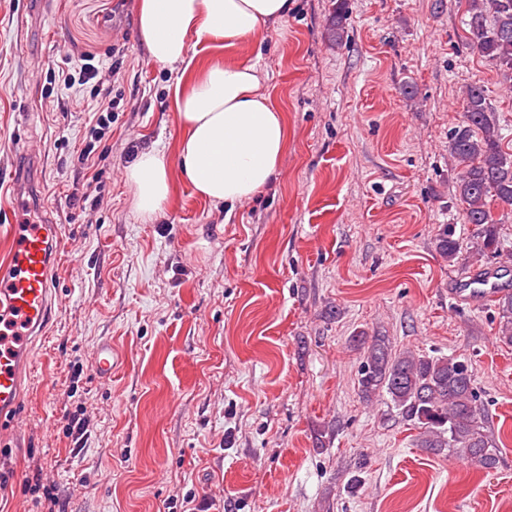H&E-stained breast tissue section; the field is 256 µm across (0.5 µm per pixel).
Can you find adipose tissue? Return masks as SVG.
Returning a JSON list of instances; mask_svg holds the SVG:
<instances>
[{
	"label": "adipose tissue",
	"instance_id": "adipose-tissue-1",
	"mask_svg": "<svg viewBox=\"0 0 512 512\" xmlns=\"http://www.w3.org/2000/svg\"><path fill=\"white\" fill-rule=\"evenodd\" d=\"M292 0H140L139 34L149 58L192 70L176 85L183 130L178 167L194 191L214 204L252 199L275 178L288 146L284 113L260 88L255 65L209 63L195 67L192 37L232 46L261 38L265 25L287 18ZM133 210L153 220L171 192L167 156L138 153L126 170Z\"/></svg>",
	"mask_w": 512,
	"mask_h": 512
}]
</instances>
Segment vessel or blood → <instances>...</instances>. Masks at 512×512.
<instances>
[{"label": "vessel or blood", "instance_id": "b4317fda", "mask_svg": "<svg viewBox=\"0 0 512 512\" xmlns=\"http://www.w3.org/2000/svg\"><path fill=\"white\" fill-rule=\"evenodd\" d=\"M23 164L15 173L10 195L14 219L9 226L11 248L0 263V446L22 439L16 415L23 395V379L35 361L34 344L43 335L51 315L53 292L51 266L60 240V228L52 223L30 224L26 213L32 208L36 189L30 169L38 165L34 149L21 152ZM457 301H491L496 288H469L457 281L451 289ZM95 377L102 382L112 377V344L100 342L92 355Z\"/></svg>", "mask_w": 512, "mask_h": 512}]
</instances>
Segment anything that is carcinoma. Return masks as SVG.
Wrapping results in <instances>:
<instances>
[{"label":"carcinoma","instance_id":"obj_1","mask_svg":"<svg viewBox=\"0 0 512 512\" xmlns=\"http://www.w3.org/2000/svg\"><path fill=\"white\" fill-rule=\"evenodd\" d=\"M345 23L344 0H336L328 18L333 40L342 38ZM468 26L473 47L512 82V0H471ZM464 102V121L451 132L449 150L461 166L455 190L463 220L477 226V239L466 251L448 225L438 234L436 247L448 262L474 266L497 258L502 250L490 203L512 206V151L501 147L484 88L477 83L466 86ZM495 306L498 336L512 344V291H502ZM352 341L365 346L358 371L365 401L388 396L402 417L421 429L417 443L426 451H446L486 471L497 468L496 442L485 429L467 359L396 351L384 335L354 336Z\"/></svg>","mask_w":512,"mask_h":512}]
</instances>
